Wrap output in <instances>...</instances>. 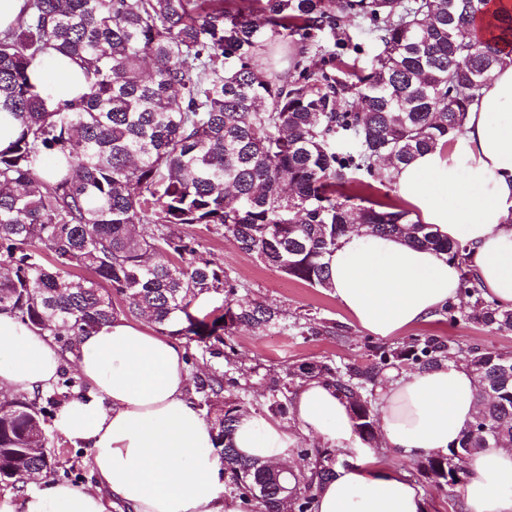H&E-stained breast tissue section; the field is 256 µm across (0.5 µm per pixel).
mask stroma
I'll return each instance as SVG.
<instances>
[{"instance_id": "stroma-1", "label": "stroma", "mask_w": 512, "mask_h": 512, "mask_svg": "<svg viewBox=\"0 0 512 512\" xmlns=\"http://www.w3.org/2000/svg\"><path fill=\"white\" fill-rule=\"evenodd\" d=\"M187 232L198 241V250L203 258L223 263L239 282L242 293L286 310L289 317H312L318 327L314 335L295 331L285 335L255 333L239 328L224 339L226 347L235 353L237 363L233 366L203 353L196 341L185 340L184 345L191 355L190 372L217 368L239 376L247 387L246 406L254 416L264 414L267 391L262 376L270 369L285 373L311 361L362 363L372 348L381 343L397 346L427 336L452 340L456 357L460 360L465 358L468 349L477 346L512 353V333H500L471 321L451 322L443 314L428 323L405 329L389 340H381L363 331L330 291L310 287L263 265L241 253L223 234L207 231L200 225L188 227ZM48 438L52 452L58 456L54 464L55 478L75 484L90 483L88 452L70 443L56 429H49Z\"/></svg>"}]
</instances>
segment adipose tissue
<instances>
[{
    "label": "adipose tissue",
    "instance_id": "1",
    "mask_svg": "<svg viewBox=\"0 0 512 512\" xmlns=\"http://www.w3.org/2000/svg\"><path fill=\"white\" fill-rule=\"evenodd\" d=\"M33 79L49 88L55 104L85 91L82 68L56 52ZM394 193L415 219L465 245L485 297L512 307V55L469 107L463 133L401 167ZM325 262L333 296L381 338L427 323L460 294L456 262L400 235L353 228ZM69 360L84 389L57 410L53 426L87 449L93 481H34L22 512H230L224 459L192 398L188 354L177 337L121 316L80 334L66 355L53 337L0 311V388L50 392ZM380 408L381 447L408 460L444 456L479 411L477 382L449 359L397 376L382 390ZM292 412L290 426L243 415L234 443L244 457L283 466L305 437L346 454L347 464L318 491L314 512H428L404 472L358 445L350 411L330 384L301 380ZM464 498L468 512H512V448L473 454Z\"/></svg>",
    "mask_w": 512,
    "mask_h": 512
}]
</instances>
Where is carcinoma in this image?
Listing matches in <instances>:
<instances>
[{
    "mask_svg": "<svg viewBox=\"0 0 512 512\" xmlns=\"http://www.w3.org/2000/svg\"><path fill=\"white\" fill-rule=\"evenodd\" d=\"M490 0H27L25 16L0 35V111L18 125L0 151V310L62 351L73 336L119 316L147 315L165 336H189L218 358L241 326L286 334L277 307L239 295L224 265L198 255L179 232L203 225L237 248L316 288H329L325 256L352 224L378 235L408 228L409 242L456 261L466 319L512 333V308L485 298L464 263L465 247L393 203L354 189L393 187L394 171L455 139L477 92L512 46V9ZM486 19L476 38L457 31ZM334 49L304 62L324 32ZM283 52L289 67L264 65ZM80 64L88 93L52 105L32 83L49 50ZM453 99H448V89ZM144 231L134 235L131 228ZM49 251L52 262L43 261ZM76 270L88 276L74 274ZM224 308L191 312L202 295ZM454 346L428 337L410 349L379 346L364 363H304L264 375L271 416L287 413L295 377L332 384L355 432L372 448L384 370L412 361L429 369ZM466 366L480 410L448 456L428 455L420 475L452 487L470 457L512 443V353L474 347ZM237 380L193 375L212 421L230 493L257 512H313L333 474L335 450L304 448L298 475L239 455L235 425L247 409L224 397ZM81 383L62 370L53 391L0 400V483L52 471L46 407Z\"/></svg>",
    "mask_w": 512,
    "mask_h": 512,
    "instance_id": "cac0c4a2",
    "label": "carcinoma"
}]
</instances>
